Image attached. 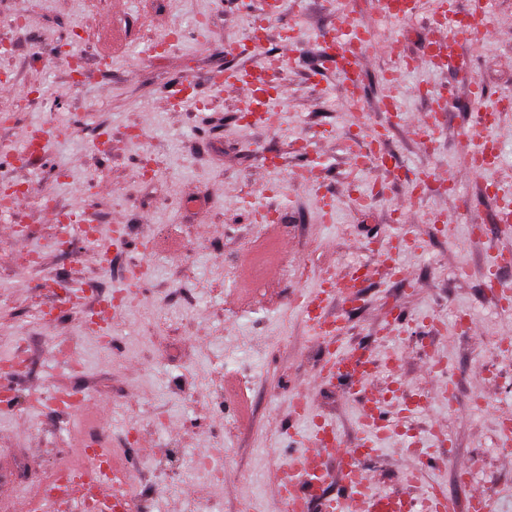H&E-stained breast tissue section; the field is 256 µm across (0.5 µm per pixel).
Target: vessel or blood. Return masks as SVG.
<instances>
[{"mask_svg": "<svg viewBox=\"0 0 512 512\" xmlns=\"http://www.w3.org/2000/svg\"><path fill=\"white\" fill-rule=\"evenodd\" d=\"M374 9L381 20L402 22L420 13L422 0H374ZM486 14L487 0H470L463 10L457 7L455 0H435L432 18L437 25L447 27L448 34L443 40L428 43L423 59L436 69L454 72L467 80L470 96L475 101L482 99L483 91L472 79V56L464 51L463 46L467 43L480 46L490 40L491 26ZM318 45L315 72L343 73L349 87L350 102L359 103L363 62L369 56L384 53V46L375 41L370 29L346 11L341 12L335 29L319 36ZM258 50L255 43L231 46V53L243 56V63L213 77L211 83L222 92L240 93L246 111L259 113L261 122L271 123L276 119L275 103L283 99L285 90L279 85L272 98L256 99L255 88L269 69L268 62L258 59ZM192 86L190 79H178L166 93V101L182 108L197 104L198 99L191 92ZM502 117L503 111L499 108L486 112L484 121L479 124V134L469 143V172L488 168L497 162L499 143L494 132ZM388 137L389 129L382 125L369 128L359 140L353 141L348 148L352 171L360 172L386 158L383 143ZM396 221L402 224V231L389 233L379 242V254L393 277L399 274L395 262L398 253L414 244L413 238L404 230L405 225L411 222L409 213L399 212ZM366 280V275L358 267L351 271L345 287L336 288L331 281L320 280L316 288L300 297L298 309L311 333L322 340L329 351L320 372L321 378L347 381L349 393L363 398L357 445L367 453L375 454L387 437L390 423L378 401L366 395V383L372 375L370 361L362 350L339 344L344 320L331 316L327 311L328 303L334 300L345 308L358 303ZM71 397L88 430H100L104 417L98 405L76 391ZM297 441L299 447L280 467L276 484L283 512H306L313 500L319 501L322 512H348L350 502L364 492L369 495L370 512H457L455 501L435 487L430 488L421 500L409 494L369 491L356 450L344 447L330 422L323 420L314 428L300 432ZM80 446L87 449L90 462L80 468L79 479L48 485L38 501H23L19 512H119L117 505L128 499L129 490L117 480L115 468L109 465V451L90 450L85 440ZM331 458L337 459V470L327 469L326 462ZM334 479L341 482L344 492L337 497H326L324 488Z\"/></svg>", "mask_w": 512, "mask_h": 512, "instance_id": "obj_1", "label": "vessel or blood"}]
</instances>
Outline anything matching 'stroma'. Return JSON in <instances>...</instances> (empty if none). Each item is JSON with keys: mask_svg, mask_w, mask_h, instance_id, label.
Returning <instances> with one entry per match:
<instances>
[{"mask_svg": "<svg viewBox=\"0 0 512 512\" xmlns=\"http://www.w3.org/2000/svg\"><path fill=\"white\" fill-rule=\"evenodd\" d=\"M347 9L387 44L399 42L405 55L422 53L436 29L427 17L408 23L378 19L372 0H288L285 13L268 25L265 52L278 54L280 31L291 25L299 44L287 64V97L278 103L281 120L272 127H251L240 118L236 99L206 82L221 69L236 66L227 45L246 38L250 17L241 0H0V41L12 51L0 56V79L13 93L0 92V186L24 180L29 191L21 207L0 212V360L24 355L28 371L14 376L16 406L0 410V512H14L16 495L44 472L75 459L81 431L74 413L40 408L37 394L73 389L93 394L109 413L106 440L111 451L137 459L130 485L149 512H192L190 494L202 491L213 512H237L248 500L251 512H282L275 493L276 472L295 445L289 427L309 429L316 420L335 424L344 444L358 436L360 403L335 384L314 383L326 357L324 344L309 331L293 299L314 288L319 277L339 279L359 262L375 264L379 255L370 239L389 234L394 211H412L411 232L420 249H406L398 261L414 280L413 291L377 272L366 283L360 307L344 314V344L374 354L381 392L401 383L414 394L429 386L426 368L443 363L456 382V410L434 397L404 431L393 433L383 451L365 461L377 489L423 498L440 485L458 508L473 494L490 492L495 512H512V440L506 439L499 411L512 410V310L484 292L486 268L496 252H512V232L496 230L499 201L487 185L512 182V111L496 135L501 156L492 169L470 175L456 190L408 194L405 178L417 171L464 169L465 140L473 131L476 106L496 107L512 98V0H490L489 22L495 36L472 48L474 76L482 101H473L466 83L447 70L422 65L401 70L397 59L373 57L361 74L358 111H351L344 81L336 72L313 81L318 36ZM24 12L21 26L8 17ZM180 27L179 48L155 56L147 45L163 36L161 21ZM114 49L110 71H98L97 55ZM78 57L72 69L70 57ZM396 71L386 83L387 71ZM190 75L198 83L202 106L193 110L166 106L155 83ZM452 85L456 94L444 128L432 149H422L411 121L431 111L422 88ZM46 89L52 110L39 103L20 106L24 91ZM395 95L404 112L386 144L402 168L401 180L383 170L352 173L346 159L348 137L367 120L382 122L383 100ZM47 131V148L25 152L32 130ZM322 132L315 175L338 197L330 222L305 183L295 179L305 163L297 147ZM106 134V151L93 150ZM273 154L277 168L264 170L253 147ZM23 156V167L6 165ZM163 160L150 173L147 160ZM380 188L368 206L346 198L347 189ZM253 205L274 200L295 224L288 235L289 255L311 268L307 277L282 281L253 277L241 266L245 244L261 233L245 198ZM70 212L96 228L107 241L113 224H126V250L112 264L95 256L93 244L79 241L69 251L56 242L58 227L49 211ZM442 214L445 231L431 219ZM473 224L490 226L473 238ZM172 225L177 235L158 243V226ZM146 275L135 299L112 321L111 340L86 335L83 312L61 310L53 324L34 308L52 304L42 288L55 276L90 288L94 296L119 289L132 268ZM233 269L234 286L224 284ZM467 277H459L460 269ZM399 307L401 318L389 317ZM475 330H462L458 315ZM494 373H487L485 363ZM306 388L307 415L296 419L290 394ZM476 397L488 408L473 406ZM473 463L467 484L454 478L456 461ZM222 463L214 478L210 462ZM176 486H167L168 477Z\"/></svg>", "mask_w": 512, "mask_h": 512, "instance_id": "obj_1", "label": "stroma"}]
</instances>
